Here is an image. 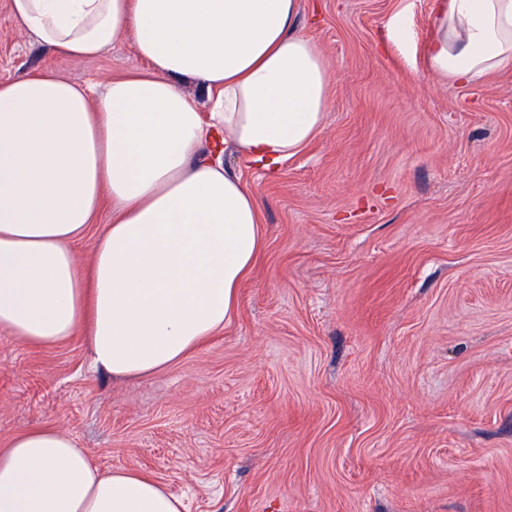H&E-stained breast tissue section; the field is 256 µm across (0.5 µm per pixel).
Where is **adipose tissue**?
Segmentation results:
<instances>
[{
    "mask_svg": "<svg viewBox=\"0 0 512 512\" xmlns=\"http://www.w3.org/2000/svg\"><path fill=\"white\" fill-rule=\"evenodd\" d=\"M18 29L73 59L131 37L149 75L101 93L57 74L0 82V332L82 334L115 380L166 370L223 331L263 247L260 203L224 167L272 170L319 132L329 75L299 0H10ZM430 69L461 84L512 67V0H434ZM189 78L208 110L177 86ZM111 220L88 263L77 246ZM158 479L100 470L55 427L0 448V512H184Z\"/></svg>",
    "mask_w": 512,
    "mask_h": 512,
    "instance_id": "ef3b65f1",
    "label": "adipose tissue"
}]
</instances>
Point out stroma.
I'll return each instance as SVG.
<instances>
[{"instance_id": "stroma-1", "label": "stroma", "mask_w": 512, "mask_h": 512, "mask_svg": "<svg viewBox=\"0 0 512 512\" xmlns=\"http://www.w3.org/2000/svg\"><path fill=\"white\" fill-rule=\"evenodd\" d=\"M433 2L300 0L329 105L276 171L224 154L264 233L230 323L129 382L96 372L82 336L0 333V448L61 428L187 512H512V70L432 73ZM145 69L128 38L60 57L0 0V81Z\"/></svg>"}]
</instances>
